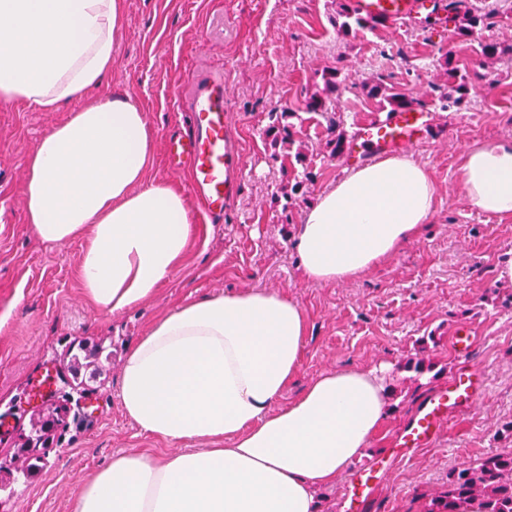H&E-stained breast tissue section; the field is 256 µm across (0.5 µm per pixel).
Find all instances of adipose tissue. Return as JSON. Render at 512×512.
<instances>
[{"instance_id":"adipose-tissue-1","label":"adipose tissue","mask_w":512,"mask_h":512,"mask_svg":"<svg viewBox=\"0 0 512 512\" xmlns=\"http://www.w3.org/2000/svg\"><path fill=\"white\" fill-rule=\"evenodd\" d=\"M124 0H0V104L55 112L25 161V222L35 240H83L82 291L111 313L138 307L181 267L194 220L182 192L149 177L155 136L141 102L103 92ZM467 206L512 217V140L467 150ZM435 185L406 156L351 170L323 190L292 239L302 279L360 277L430 223ZM307 316L275 290L227 292L160 316L121 365L124 413L168 444L111 462L71 512H320L318 490L384 424L388 364L320 374L285 400L303 362ZM203 443L200 451L191 450Z\"/></svg>"}]
</instances>
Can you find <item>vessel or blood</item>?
<instances>
[{"label": "vessel or blood", "instance_id": "b4317fda", "mask_svg": "<svg viewBox=\"0 0 512 512\" xmlns=\"http://www.w3.org/2000/svg\"><path fill=\"white\" fill-rule=\"evenodd\" d=\"M356 13L370 19L416 27L431 14L448 10L447 0H351ZM223 72L195 80L187 101L189 122L166 136L165 158L174 171L187 172L188 190L213 224L224 221L234 204L243 171L242 156L232 136V115L224 109ZM436 126L433 113L406 108L367 122L346 145L348 160L365 162L386 153L407 150ZM486 392L484 374L462 368L426 396L412 417L396 432L392 455L378 456L358 468L345 487L339 512H367L396 459L426 448L439 438L452 419L468 411Z\"/></svg>", "mask_w": 512, "mask_h": 512}]
</instances>
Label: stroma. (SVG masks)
<instances>
[{"label": "stroma", "mask_w": 512, "mask_h": 512, "mask_svg": "<svg viewBox=\"0 0 512 512\" xmlns=\"http://www.w3.org/2000/svg\"><path fill=\"white\" fill-rule=\"evenodd\" d=\"M336 0H126L124 26L108 91L138 97L156 141L185 118L183 100L202 64L223 68L226 107L238 140L243 175L234 206L220 224L194 212L195 233L180 270L140 307L110 313L89 303L80 287L82 249L37 243L24 219L25 159L66 111L42 112L26 104L0 105V463L10 462L21 433L43 401L33 387L51 383V401L69 412L53 444L38 449L42 471L30 481L0 477V512H70L80 485L122 452H165L123 412V358L153 322L178 304L240 289L287 293L308 317L295 398L318 374L385 362L392 367L391 414L362 461L386 454L417 404L462 363L479 368L487 391L454 418L430 448L399 462L369 512H421L422 492L459 467L505 446L495 432L512 422V284L498 265L512 257V220L479 214L463 200L459 180L472 146L512 139V62L475 66L472 41L453 39L456 18L413 31L388 25L363 35L338 32ZM468 72V109L442 108L432 86L447 84L444 64ZM344 79L342 128L354 133L379 113L363 80L413 92L438 118L424 143L408 154L436 187V213L416 240L363 276L335 284H309L296 268L292 237L306 209L349 168L331 155L324 119L303 101L323 69ZM299 113L291 134L304 147L296 156L271 143L264 130L273 112ZM474 325L472 352L453 348L457 328ZM437 335V347L421 340ZM86 340L112 353L98 381L73 389L67 368L73 342ZM427 353L434 368L419 374L408 359Z\"/></svg>", "instance_id": "stroma-1"}]
</instances>
